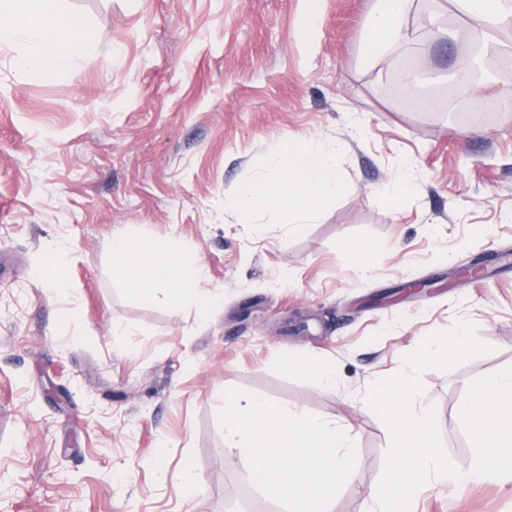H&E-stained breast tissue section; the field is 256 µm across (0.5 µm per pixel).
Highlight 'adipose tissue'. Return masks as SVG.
I'll return each instance as SVG.
<instances>
[{"mask_svg": "<svg viewBox=\"0 0 512 512\" xmlns=\"http://www.w3.org/2000/svg\"><path fill=\"white\" fill-rule=\"evenodd\" d=\"M413 0H377L368 23L367 54L376 57L403 36L401 20ZM27 39L31 48L17 65L22 71L62 69L81 58L90 46L88 32L61 8L60 0H0V42ZM280 177L244 185L235 202L240 223L268 209H282L292 216L293 232L344 190L329 150L312 154L295 139L280 140L277 148ZM113 273L136 295L163 298L178 304L193 299L206 308L211 298L199 285L203 268L184 259L171 246L146 243L126 234L113 236Z\"/></svg>", "mask_w": 512, "mask_h": 512, "instance_id": "1", "label": "adipose tissue"}]
</instances>
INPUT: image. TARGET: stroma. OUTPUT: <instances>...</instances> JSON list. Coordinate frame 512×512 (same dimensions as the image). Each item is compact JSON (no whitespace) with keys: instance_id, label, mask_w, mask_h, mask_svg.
Wrapping results in <instances>:
<instances>
[{"instance_id":"stroma-1","label":"stroma","mask_w":512,"mask_h":512,"mask_svg":"<svg viewBox=\"0 0 512 512\" xmlns=\"http://www.w3.org/2000/svg\"><path fill=\"white\" fill-rule=\"evenodd\" d=\"M414 0L408 40L364 54L375 0H63L92 43L66 71H28L29 45L0 46V512H232L260 498L242 462L219 455L225 389L351 430L357 477L336 512H363L390 443L363 407L426 335L473 323L494 348L428 371L419 408L435 407L459 469L473 448L454 412L468 382L512 365V76L484 66L465 106L400 95L406 67L436 85L465 53ZM461 30L508 31L512 14ZM316 32L304 36L308 21ZM335 147L344 192L293 233L286 211L238 223L247 183L277 181L282 137ZM394 180L411 194L391 197ZM166 242L201 264L213 296L147 300L112 271V238ZM60 249L62 285L43 276ZM362 249L363 273L350 258ZM483 276L452 283V270ZM422 281L420 293L407 292ZM332 366L319 385L300 354ZM189 453L202 482L185 501L153 460ZM414 512H512V483L427 490Z\"/></svg>"}]
</instances>
